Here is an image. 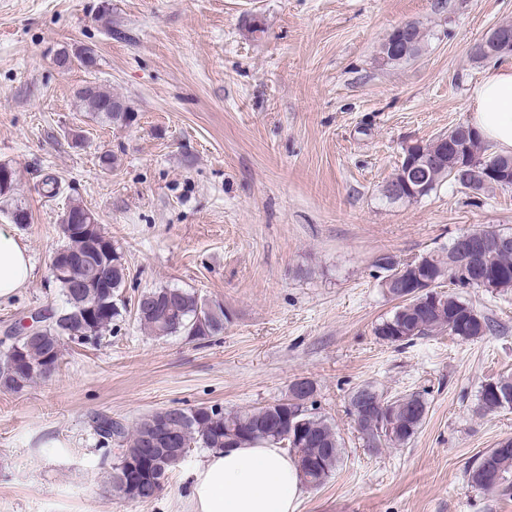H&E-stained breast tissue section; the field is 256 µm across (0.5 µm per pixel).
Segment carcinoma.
Returning a JSON list of instances; mask_svg holds the SVG:
<instances>
[{
	"mask_svg": "<svg viewBox=\"0 0 512 512\" xmlns=\"http://www.w3.org/2000/svg\"><path fill=\"white\" fill-rule=\"evenodd\" d=\"M408 43L403 58L389 55L388 47L395 39ZM424 41L423 28L413 31L392 30L380 44L379 54L390 65L416 57ZM83 111L102 117L114 124L130 126L137 113L122 99L92 84L78 91ZM457 129L446 134L455 145L453 153L441 166L419 161L417 151L437 147L430 141L416 151L404 152L413 159L417 181L428 186L427 192L451 177L453 168L470 160H484L479 136L456 137ZM496 166L490 186L512 182V155L492 157ZM87 223H78L70 235L62 237L51 261L64 260L68 272L53 281L63 297L64 307L53 310L42 334L33 342L21 340L18 347L0 353V388L20 393L37 380H47L46 369L58 370L62 359L63 340L85 342L99 339L122 317L126 305L120 290L128 278L122 255L112 245V238L101 228L85 233ZM502 233L500 229L479 227L469 231L471 249L467 253L468 276L477 288L490 292H506L512 288V242L497 248L487 240ZM455 249L425 256L414 262H389L388 274L381 282L386 296L400 302L394 313L378 323L375 335L382 340L404 345L421 336L448 333L464 340L479 339L493 331L491 320L474 307L449 293H442L439 304L432 306L413 295L420 280L430 279L442 287L445 282L463 288L465 284L455 269ZM107 269V291L86 284L91 268ZM135 320L155 336L181 335L189 341L205 340L224 332V308L219 303H207L193 292L177 287L153 288L142 292L136 300ZM497 391L505 397L500 402L493 391L482 386L477 410L482 414L512 408V377L495 379ZM370 391L382 407L372 405L358 422V431L367 448L402 447L408 444L422 427L428 414L425 399L419 394L384 396L367 384L358 388ZM299 409L290 403L281 409L266 406L247 410L226 411L218 405L190 408H167L136 422L131 427L100 417L96 421L98 435L109 440L117 437L120 452L112 462V485L119 487L123 497L146 503L157 498L148 476L160 472L169 476L185 460L193 448L222 451L233 446L258 442H274L294 457L306 483L323 484L336 470L342 454V443L332 423L314 408L295 415ZM165 424L178 433L183 447L165 448L149 455L145 443L155 438L156 426ZM508 451L491 448L466 471L470 487L501 497L512 496V439L504 443Z\"/></svg>",
	"mask_w": 512,
	"mask_h": 512,
	"instance_id": "cac0c4a2",
	"label": "carcinoma"
}]
</instances>
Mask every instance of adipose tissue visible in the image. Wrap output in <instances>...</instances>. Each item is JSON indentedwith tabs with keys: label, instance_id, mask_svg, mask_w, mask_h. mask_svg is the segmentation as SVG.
<instances>
[{
	"label": "adipose tissue",
	"instance_id": "adipose-tissue-1",
	"mask_svg": "<svg viewBox=\"0 0 512 512\" xmlns=\"http://www.w3.org/2000/svg\"><path fill=\"white\" fill-rule=\"evenodd\" d=\"M470 124L498 154H512V63L488 68L470 94ZM27 243L0 232V299L27 286ZM304 493L294 460L258 443L210 454L189 486L190 512H296Z\"/></svg>",
	"mask_w": 512,
	"mask_h": 512
}]
</instances>
